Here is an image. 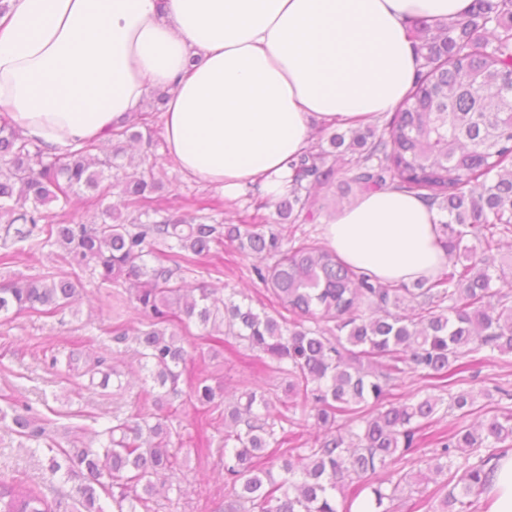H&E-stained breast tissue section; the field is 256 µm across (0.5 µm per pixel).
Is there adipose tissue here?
I'll return each mask as SVG.
<instances>
[{
	"mask_svg": "<svg viewBox=\"0 0 512 512\" xmlns=\"http://www.w3.org/2000/svg\"><path fill=\"white\" fill-rule=\"evenodd\" d=\"M472 0H10L0 14V104L25 137L62 153L108 140L150 89L169 93L161 135L186 176L236 202L277 200L315 128L394 112L417 73L416 19ZM436 206L394 187L323 225L327 245L383 283L447 262ZM489 512H512V452L493 460Z\"/></svg>",
	"mask_w": 512,
	"mask_h": 512,
	"instance_id": "obj_1",
	"label": "adipose tissue"
}]
</instances>
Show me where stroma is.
Segmentation results:
<instances>
[{"mask_svg": "<svg viewBox=\"0 0 512 512\" xmlns=\"http://www.w3.org/2000/svg\"><path fill=\"white\" fill-rule=\"evenodd\" d=\"M134 158H149L155 162L154 172L165 185L164 193L172 201L180 198L201 199L211 204L210 215L216 221L238 217L242 212H254L260 197L247 192L236 203L216 210L220 190L187 178L176 162L165 154L160 124H153L151 137L136 144L129 151ZM251 262L225 247L221 261L206 259L192 270L183 272L185 285L195 288H236L244 290L255 307H269L264 286L254 281L250 273ZM83 301L78 309L65 310L51 316L24 312L4 320L0 318V409L29 406L40 418L48 436L58 443H66L67 434L77 428L84 429L85 441L95 439L96 431L111 425L113 413L130 414L142 392L138 379L133 347L122 350V359L129 367V386L115 388H88L87 378L69 376L51 365V358L59 352L81 348L90 336H97L95 351L104 357L112 355L110 330L116 320H129L134 316L132 303H125L122 313L113 309L115 288L101 285L89 275H82L79 283ZM191 339L185 347L189 365L195 374L208 377L211 382L224 384L228 391L261 383L282 389L281 380L260 371L251 352L245 349L212 355L201 349L197 337L198 327H191ZM512 390V357L502 356L480 367L477 375L467 384L474 397V412L467 417L458 414H438L432 434L447 433L455 422L473 424L484 420L487 411L501 401L497 387ZM190 399H183L173 423L172 442L179 450L180 464L167 473L172 492L158 495L153 503L154 512H219L224 504V480L221 476L223 458L218 449L200 453L195 442L204 423H207ZM43 456L32 454L25 438L0 423V480L22 479L37 486L53 502L55 512H84L76 489L79 478L63 480L50 476Z\"/></svg>", "mask_w": 512, "mask_h": 512, "instance_id": "1", "label": "stroma"}]
</instances>
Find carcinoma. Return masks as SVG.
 I'll list each match as a JSON object with an SVG mask.
<instances>
[{"label":"carcinoma","mask_w":512,"mask_h":512,"mask_svg":"<svg viewBox=\"0 0 512 512\" xmlns=\"http://www.w3.org/2000/svg\"><path fill=\"white\" fill-rule=\"evenodd\" d=\"M413 37L419 72L397 112L380 130L334 133L331 150L320 145L300 156L276 205L290 224L316 221L310 199L334 174L326 159L346 147L352 158L336 206L354 188L390 185L444 214L448 264L411 285L383 284L317 240L290 244L263 224H219L159 207L152 170L122 162L125 144L143 138L136 127L149 128L148 112L112 131V155L103 159L93 156V141L49 156L0 116V261L46 250L125 289L137 312L134 323L112 329V342L137 345L144 403L113 417L97 433L98 448L78 432L67 449L47 439L26 405L11 417L14 431L46 448L52 474L83 477L77 494L85 512H104L103 493L112 512H151L165 490L154 478L178 465L171 436L181 384L202 415L221 407L224 386L188 373L181 332L192 323L209 351L242 344L262 370L285 377V400L256 383L224 406V512H390L410 485L401 464L424 445L439 405L470 415L466 373L512 356V282L494 254L512 235V0H473L448 23L418 19ZM80 193L118 203L88 223L67 210ZM226 244L254 259L251 274L276 314L234 291L221 298L201 286L196 295L176 282L175 270L223 253ZM79 300L77 282L65 275L0 282V316L53 315ZM65 366L89 376L91 386L122 388L121 372L101 356L71 351ZM414 377L448 398L400 393ZM508 440L506 407L476 428L459 425L434 438L427 471L449 477L433 512H478L489 464L500 457L481 449ZM0 512H52V505L24 480L0 481Z\"/></svg>","instance_id":"1"}]
</instances>
